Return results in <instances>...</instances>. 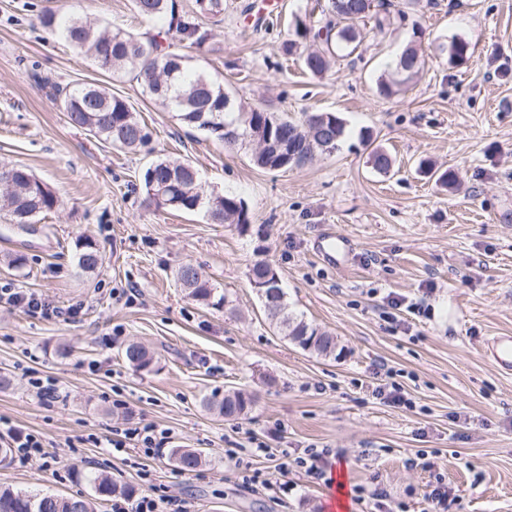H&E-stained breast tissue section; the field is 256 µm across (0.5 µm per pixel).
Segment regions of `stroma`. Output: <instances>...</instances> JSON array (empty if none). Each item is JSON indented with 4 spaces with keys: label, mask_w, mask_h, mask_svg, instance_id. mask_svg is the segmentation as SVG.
I'll use <instances>...</instances> for the list:
<instances>
[{
    "label": "stroma",
    "mask_w": 512,
    "mask_h": 512,
    "mask_svg": "<svg viewBox=\"0 0 512 512\" xmlns=\"http://www.w3.org/2000/svg\"><path fill=\"white\" fill-rule=\"evenodd\" d=\"M314 4L224 0L223 14L202 20L212 34L202 65L236 104L296 121L332 112L346 124L333 153L269 171L253 165L250 148L224 147L151 103L132 73L100 71L38 17L75 14L153 35L165 33L164 20L143 19L132 0H0V161L26 166L59 199L33 224L0 210V286L79 311L67 321L0 306V372L12 380L0 391V421L41 435L48 452L31 466L0 465V484L78 497L103 473L135 497L169 486L193 512H338L335 487L276 468L275 452L314 445L331 449L346 489L385 490L349 512H433L439 480L447 512H512V374L482 353L489 338L512 334V0H422L381 31L366 18L355 53L320 78L278 52ZM456 41L468 47L460 65L449 62ZM410 43L424 69L380 95ZM35 70L108 84L138 111L148 144L117 149L74 129ZM377 148L392 157L388 173L370 163ZM158 159L191 161L206 191L243 199L247 230L146 206L142 176ZM446 171L456 178L449 187L436 180ZM329 234L352 243L343 265L313 250ZM86 238L103 258L92 273L77 265ZM258 261L276 270L292 311L335 337L334 355L296 347L270 324L248 278ZM186 264L225 295L223 307L186 297L175 279ZM390 294L424 299L427 315L400 309L383 319ZM131 341L153 353L152 371L124 360ZM381 363L415 409L373 396ZM33 371L56 379L54 399L37 396ZM228 390L253 399L241 419L202 404ZM125 423L170 429L173 447L202 451L204 464L184 471L168 454L109 453L103 441ZM276 427L273 456L250 462L293 482L285 496L242 487L224 463L243 429L262 439ZM419 453L427 466L415 464Z\"/></svg>",
    "instance_id": "35a3bbf8"
}]
</instances>
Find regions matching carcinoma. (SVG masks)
I'll return each mask as SVG.
<instances>
[{
	"label": "carcinoma",
	"instance_id": "carcinoma-1",
	"mask_svg": "<svg viewBox=\"0 0 512 512\" xmlns=\"http://www.w3.org/2000/svg\"><path fill=\"white\" fill-rule=\"evenodd\" d=\"M330 8L322 12L317 24L298 19L293 31L281 42L280 50L288 56L297 52L302 41L316 42V47L303 57L305 70L314 77L327 72L339 57H347L356 49L360 38L357 24L366 18L384 0H329ZM137 13L145 18L167 21L168 32L189 48L201 50L211 34L202 26L201 17L217 16L224 12V0H196V9L179 13L173 0H133ZM41 24L49 29L60 28L61 33L79 51L84 53L101 71L120 73L136 71L143 92L161 106L175 113L180 123L207 131L227 147H252L253 163L263 169L279 170L299 166L317 151L331 153L345 134V123L331 112H305L296 122L279 114L254 106L247 112H237L234 119H226L232 112L231 94L224 84L198 69L188 71L191 57L161 49L154 39L143 40L127 31L117 29L112 38L98 24L73 17L57 26L56 15L44 13ZM425 59L416 45L411 44L401 54L395 78L381 80L380 94L389 97L397 88L412 81L423 69ZM53 103L64 113L67 123L86 134L114 147L135 150L149 139L146 127L139 120L136 109L126 99L112 93L100 83L89 82L71 86L47 77L42 78ZM271 127L273 136L287 145L288 159L263 150L252 138V131ZM13 185L0 186V206L5 208L14 224H31L39 214L54 209L58 199L52 190L22 166ZM143 185L149 204L157 209L182 213L202 212L214 224H230L237 228L248 223L247 210L242 200L226 194L206 193L199 172L190 162L157 160L143 173ZM78 265L84 272L96 270L102 257L92 240L79 242ZM187 295L204 305L221 306L225 296L206 279L197 278L196 268L181 266L176 274ZM268 295L260 299L267 318L290 343L330 356L336 351L334 337L313 327L301 315L290 310L282 288L266 289ZM124 359L140 370H151L154 356L144 346L129 343L123 351ZM204 405L226 420L245 415L251 401L241 393L225 392L204 399ZM172 456L181 469L192 471L202 463L201 453L175 448ZM93 497H67L56 493L31 495L0 487V512H95L94 501L112 495L116 486L112 479L99 474L88 477Z\"/></svg>",
	"mask_w": 512,
	"mask_h": 512
}]
</instances>
